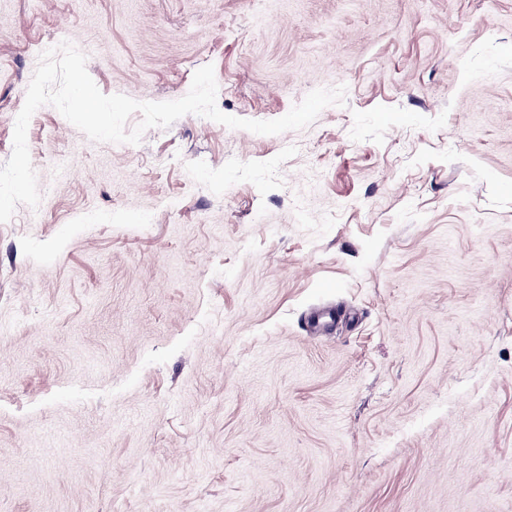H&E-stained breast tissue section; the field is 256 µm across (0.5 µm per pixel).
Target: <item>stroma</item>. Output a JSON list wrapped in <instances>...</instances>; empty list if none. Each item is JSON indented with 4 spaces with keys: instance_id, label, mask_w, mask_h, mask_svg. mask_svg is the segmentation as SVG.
I'll return each instance as SVG.
<instances>
[{
    "instance_id": "stroma-1",
    "label": "stroma",
    "mask_w": 512,
    "mask_h": 512,
    "mask_svg": "<svg viewBox=\"0 0 512 512\" xmlns=\"http://www.w3.org/2000/svg\"><path fill=\"white\" fill-rule=\"evenodd\" d=\"M64 41L138 101L347 92L136 145L33 114L0 512H512V0H0V165Z\"/></svg>"
}]
</instances>
